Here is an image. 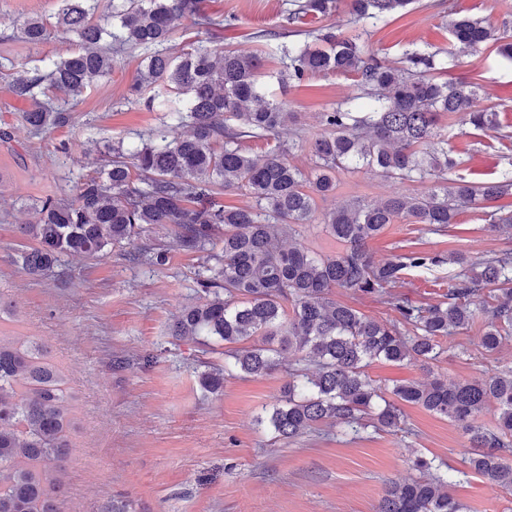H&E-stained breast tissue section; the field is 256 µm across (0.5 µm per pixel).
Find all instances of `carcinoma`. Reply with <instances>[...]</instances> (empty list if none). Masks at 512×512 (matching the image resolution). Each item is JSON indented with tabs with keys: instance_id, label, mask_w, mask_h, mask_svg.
Returning a JSON list of instances; mask_svg holds the SVG:
<instances>
[{
	"instance_id": "obj_1",
	"label": "carcinoma",
	"mask_w": 512,
	"mask_h": 512,
	"mask_svg": "<svg viewBox=\"0 0 512 512\" xmlns=\"http://www.w3.org/2000/svg\"><path fill=\"white\" fill-rule=\"evenodd\" d=\"M349 7L360 29L353 35L328 27L304 30ZM414 0H289V31L259 30L252 39L269 47L282 65L281 82L300 83L313 73L351 74L360 105L338 103L322 114L326 132L311 145L314 173L289 160L293 144L280 134L295 119L288 101L267 97L259 83L262 56L217 50L198 40L172 52L179 22L191 20L210 31L223 21L205 13L200 0H58L54 21L26 17L15 22L20 38L40 45L50 34L74 38L66 57L44 67L14 66L0 57V72L12 71V94L29 103L21 119L33 137L72 122L70 100L112 72L108 49L128 46L141 56L127 101L163 111L160 124L140 144L106 143L93 159L97 175L79 178L75 197H46L31 206L34 223L20 235L36 242L13 261L28 274L56 273L65 255L99 258L132 245L155 227L172 225L181 249L205 252L196 283L204 301L183 308L171 335L224 346L228 362L201 374L212 392L234 374L263 377L298 356L288 367V386L257 422L276 437L293 439L319 423L338 424L359 434L374 414V427L402 424L397 402L420 405L457 425L472 448L470 469L493 488L512 491V368L481 378L448 382L408 381L387 390L366 368L385 360L424 367L438 360L439 340L472 323L474 299L485 294L491 318L481 336L488 352L512 334V249L485 257L409 249L377 262L368 243L398 219L444 227L456 223L463 206L486 209L493 230L512 232V211L488 205L512 195V170L502 179L472 183L452 177L459 165L441 116L457 115L476 130L497 129L494 108L477 104L478 85L438 83L432 74L448 69L450 55L415 48L394 67L364 52L367 25L384 22ZM448 31L464 49L495 46L512 60V29L468 15L448 20ZM304 40H299V37ZM247 139H273L262 155L243 148ZM373 167L385 176L435 183L422 196L393 193L376 203L346 200L317 216L315 197L336 194V171ZM243 189L245 206H226L219 188ZM322 219L341 249L322 255L284 246L296 226ZM137 256L163 265L168 252L142 248ZM460 271L442 300L417 304L394 289L409 271L443 265ZM369 296L387 304L395 319L379 322L333 298V291ZM47 347L0 336V512H64L51 495L52 475L68 455L69 393L64 375L47 357ZM495 404L497 426L479 414ZM420 476L390 484L377 512H461L450 492L444 463L418 457Z\"/></svg>"
}]
</instances>
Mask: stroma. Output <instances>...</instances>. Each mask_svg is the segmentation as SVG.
<instances>
[{
  "label": "stroma",
  "mask_w": 512,
  "mask_h": 512,
  "mask_svg": "<svg viewBox=\"0 0 512 512\" xmlns=\"http://www.w3.org/2000/svg\"><path fill=\"white\" fill-rule=\"evenodd\" d=\"M213 16L233 17L230 26L211 29L218 49L257 50L253 32L279 30L285 0H202ZM56 0H0V56L21 64L70 53L60 38L33 46L13 26L23 16L52 18ZM512 24V0H417L413 10L391 17L364 36L366 52L400 64L412 45L448 51L449 13ZM111 75L77 100L74 120L42 138L31 137L17 115L26 102L13 96L0 73V125L12 127L11 142H0V334L45 344L51 361L68 380L72 428L69 460L57 477L66 512H376L391 482L416 478L415 457L448 463L451 493L463 512H512V492L485 484L469 468V447L460 428L414 404H402L404 427L367 430L353 437L339 426L321 424L285 441L255 422L288 381L285 370L263 378L229 377L221 393L200 384L206 363L224 356L204 351L200 342L175 339L169 326L180 310L198 300L196 274L206 257L187 253L175 242L174 227L159 230L168 262L150 267L132 260L130 248H116L92 261L63 260L65 273L36 279L12 261L16 225L31 221L32 200L54 195L71 199L82 173L84 148L91 140L127 142L148 134L158 113L128 104L140 68L136 52L114 55ZM281 65L265 57L260 81L267 94L285 98L297 121L288 136L290 158L312 165L311 144L323 133L322 114L358 97L354 76L312 75L301 85L282 87ZM440 80L478 84L480 106L497 111L501 129L512 132V61L481 47L449 64ZM68 152H61L60 144ZM451 145L457 172L472 182L495 180L512 169V139L454 122ZM430 182H396L370 170L340 171L336 194L319 202L327 211L352 196L370 201L391 193L420 195ZM512 245L489 228L483 210L463 208L455 224L433 231L405 220L387 225L369 243L384 261L407 247L480 256ZM453 267L406 276L398 291L419 304L436 302L448 289ZM487 316L442 340L443 355L430 370L419 364L372 363L368 375L381 386L427 376L456 381L512 366V338L493 353L479 339Z\"/></svg>",
  "instance_id": "1"
}]
</instances>
